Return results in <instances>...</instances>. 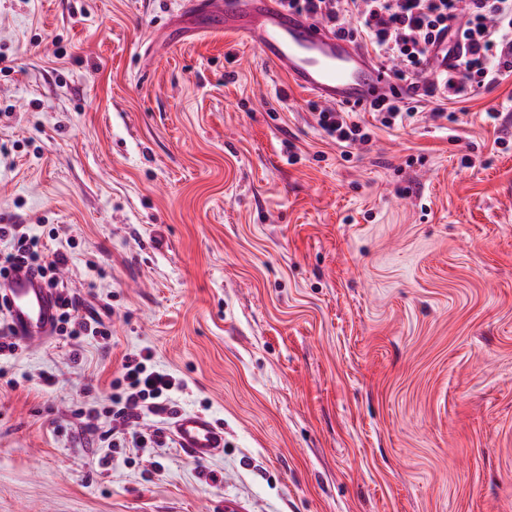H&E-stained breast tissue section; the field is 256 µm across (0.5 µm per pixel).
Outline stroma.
<instances>
[{
    "label": "stroma",
    "mask_w": 512,
    "mask_h": 512,
    "mask_svg": "<svg viewBox=\"0 0 512 512\" xmlns=\"http://www.w3.org/2000/svg\"><path fill=\"white\" fill-rule=\"evenodd\" d=\"M0 61V224L112 329L10 359L0 512H512V79L346 156L182 0H0ZM146 349L222 453L81 434Z\"/></svg>",
    "instance_id": "stroma-1"
}]
</instances>
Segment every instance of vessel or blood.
<instances>
[{
	"mask_svg": "<svg viewBox=\"0 0 512 512\" xmlns=\"http://www.w3.org/2000/svg\"><path fill=\"white\" fill-rule=\"evenodd\" d=\"M189 9L223 23L227 32L255 45L300 89L328 107L364 103L386 95L393 78L361 47L328 33L319 22L286 12L279 0H187ZM17 339H49L57 318L54 295L28 268L0 279ZM169 433L196 460L224 449V430L197 411L175 414Z\"/></svg>",
	"mask_w": 512,
	"mask_h": 512,
	"instance_id": "vessel-or-blood-1",
	"label": "vessel or blood"
}]
</instances>
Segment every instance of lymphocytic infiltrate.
Segmentation results:
<instances>
[{"instance_id": "f902f5d3", "label": "lymphocytic infiltrate", "mask_w": 512, "mask_h": 512, "mask_svg": "<svg viewBox=\"0 0 512 512\" xmlns=\"http://www.w3.org/2000/svg\"><path fill=\"white\" fill-rule=\"evenodd\" d=\"M283 6L305 14L337 37L370 47L382 63L397 62L394 76L407 84L406 96L384 97L367 110L384 127L414 118L422 104H432L431 115L441 119L447 107L470 100L480 91L498 87L512 76V0H281ZM454 32L459 56L455 65L435 79L424 76L429 55L440 33ZM326 138L349 148L368 144V125L357 121L350 109H315ZM0 241L8 247L0 254V277L21 264L36 267L54 290L60 304L57 335L78 340L95 336L108 340L112 331L94 315H82V303L60 275L69 256L64 251L45 254L39 238L24 224H0ZM152 353L125 356L111 382L110 404L104 410L77 409L85 430L95 432L108 447L137 450L163 441L162 429L139 430L142 415L167 412L171 394L180 382L156 370ZM111 420L100 429V417Z\"/></svg>"}]
</instances>
